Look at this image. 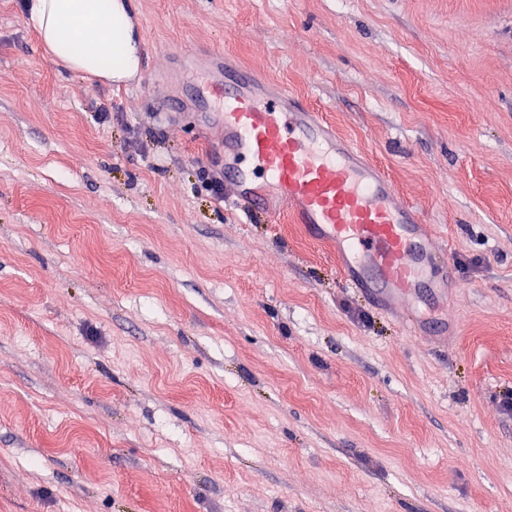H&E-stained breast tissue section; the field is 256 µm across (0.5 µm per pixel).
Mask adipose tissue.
Masks as SVG:
<instances>
[{
  "instance_id": "1",
  "label": "adipose tissue",
  "mask_w": 512,
  "mask_h": 512,
  "mask_svg": "<svg viewBox=\"0 0 512 512\" xmlns=\"http://www.w3.org/2000/svg\"><path fill=\"white\" fill-rule=\"evenodd\" d=\"M25 11L63 69L107 84L139 73L144 40L129 0H26Z\"/></svg>"
}]
</instances>
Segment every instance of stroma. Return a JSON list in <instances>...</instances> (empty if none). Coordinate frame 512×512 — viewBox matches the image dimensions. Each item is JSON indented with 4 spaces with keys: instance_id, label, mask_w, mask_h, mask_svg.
I'll use <instances>...</instances> for the list:
<instances>
[{
    "instance_id": "1",
    "label": "stroma",
    "mask_w": 512,
    "mask_h": 512,
    "mask_svg": "<svg viewBox=\"0 0 512 512\" xmlns=\"http://www.w3.org/2000/svg\"><path fill=\"white\" fill-rule=\"evenodd\" d=\"M133 3L110 86L0 0V512H512V0ZM224 55L423 207L446 288L385 308L225 205Z\"/></svg>"
}]
</instances>
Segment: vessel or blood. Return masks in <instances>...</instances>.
I'll return each instance as SVG.
<instances>
[{"instance_id": "b4317fda", "label": "vessel or blood", "mask_w": 512, "mask_h": 512, "mask_svg": "<svg viewBox=\"0 0 512 512\" xmlns=\"http://www.w3.org/2000/svg\"><path fill=\"white\" fill-rule=\"evenodd\" d=\"M213 111L224 121L225 178L230 201L257 202L276 188L297 223L329 242L349 287L399 301L438 282L444 253L422 208L402 200L370 163L322 116L288 92L270 93L245 67L212 86Z\"/></svg>"}]
</instances>
